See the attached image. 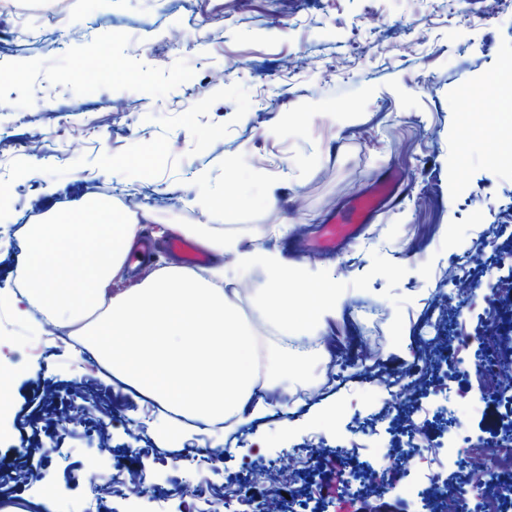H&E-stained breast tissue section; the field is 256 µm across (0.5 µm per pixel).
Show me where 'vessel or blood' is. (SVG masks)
I'll use <instances>...</instances> for the list:
<instances>
[{
  "mask_svg": "<svg viewBox=\"0 0 512 512\" xmlns=\"http://www.w3.org/2000/svg\"><path fill=\"white\" fill-rule=\"evenodd\" d=\"M399 178L396 173L373 182L371 190L361 196L353 205L323 225L320 237L324 249L334 251L345 242L353 240L363 224L369 223L373 216L392 198ZM169 250L179 254L190 265L205 264L204 254L190 241L173 238L167 243Z\"/></svg>",
  "mask_w": 512,
  "mask_h": 512,
  "instance_id": "vessel-or-blood-1",
  "label": "vessel or blood"
}]
</instances>
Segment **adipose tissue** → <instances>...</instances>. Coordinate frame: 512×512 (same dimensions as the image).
Instances as JSON below:
<instances>
[{
  "mask_svg": "<svg viewBox=\"0 0 512 512\" xmlns=\"http://www.w3.org/2000/svg\"><path fill=\"white\" fill-rule=\"evenodd\" d=\"M208 250L215 264L207 274L168 267L141 288L114 298L86 339L93 354L112 362L113 374L155 401L209 425L264 414L249 361L251 329L243 323L222 259L233 254L239 268L266 275L256 292L255 316L274 326L280 345L272 359L288 368L302 352L306 332L334 321L344 297L334 285L317 286L281 251L223 232L180 226Z\"/></svg>",
  "mask_w": 512,
  "mask_h": 512,
  "instance_id": "ef3b65f1",
  "label": "adipose tissue"
}]
</instances>
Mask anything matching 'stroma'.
<instances>
[{"label":"stroma","instance_id":"stroma-1","mask_svg":"<svg viewBox=\"0 0 512 512\" xmlns=\"http://www.w3.org/2000/svg\"><path fill=\"white\" fill-rule=\"evenodd\" d=\"M76 23L85 36L68 40ZM287 56L298 66L283 68ZM510 66L512 0H70L62 10L15 0L0 13V366L10 372L0 471L41 458L44 487L18 499L0 486V508L73 512L94 476L132 468L147 484L106 512H188L177 489L196 451L223 450V466L202 473L220 494L245 468L308 447L317 512H358L330 448L354 441L383 464L410 435L447 446L448 395L473 447L512 432V384L474 372L476 360L512 352V306L500 294L512 282V170L499 131ZM118 100L134 110L118 111ZM391 170L402 182L357 242L319 249L322 224ZM144 183L153 195H141ZM222 189L228 205L210 209L207 196ZM92 201L137 222L140 242L162 224L260 238L344 294L318 347L287 374L263 366L278 395L261 418L171 431L166 410L77 344L90 319L48 336L16 314L5 291L20 285L31 226ZM176 262L155 248L106 295ZM224 262L254 336L275 348L277 330L252 316L262 273ZM452 266L473 271L467 296H454ZM436 313L457 361L417 386L421 409L389 415L384 374L417 365L416 338ZM490 314L501 334L487 335ZM359 345L372 353L366 366L341 359Z\"/></svg>","mask_w":512,"mask_h":512}]
</instances>
